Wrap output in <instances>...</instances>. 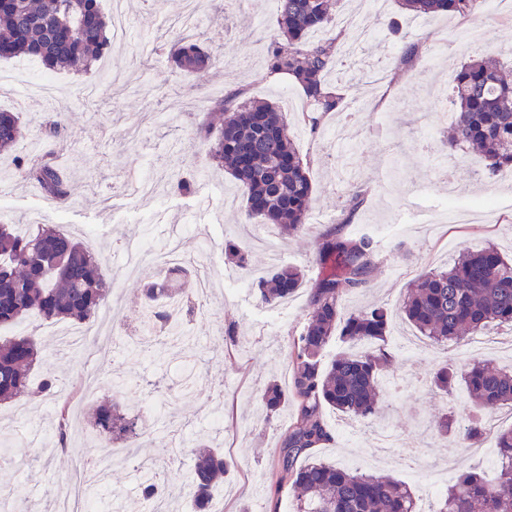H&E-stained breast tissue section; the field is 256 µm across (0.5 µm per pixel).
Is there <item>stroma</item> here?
<instances>
[{
    "label": "stroma",
    "mask_w": 512,
    "mask_h": 512,
    "mask_svg": "<svg viewBox=\"0 0 512 512\" xmlns=\"http://www.w3.org/2000/svg\"><path fill=\"white\" fill-rule=\"evenodd\" d=\"M128 32L113 42L109 53L92 71L46 73L28 58L0 59V109L20 113L25 137L15 150L0 156V218L17 224H57L65 232L102 253L112 271L108 319L127 335H135L142 307L143 277L126 275L125 244L144 234L150 240L169 239L170 228H193L183 237L182 250L193 255L200 238L214 243V263L204 274L212 280L214 321L193 320L189 328L203 355L201 380L194 393L167 390L152 393L156 380L170 381L175 363H159L135 346L120 351L106 347L104 336H87L79 350H61L56 336L65 322L46 323L41 341L39 371L62 377L66 386L81 383L88 373L98 376L95 391L77 395L80 410L112 397L115 380L127 384L121 401L149 412L165 401L168 412L185 425L186 445L172 454L170 431L148 427L137 447L152 459L172 494L174 512H188V480L194 450L203 442L218 445L232 468L218 494L224 512H274L292 507L289 488L274 489L271 473L284 432L291 420L290 406L267 414L259 398L267 383L288 386V344L305 321L308 292L299 290L290 308L261 303L251 288L238 287L243 269L225 262L224 243L245 247L251 266L269 265L258 243L256 224L242 223L246 198L232 177L217 166L194 138L201 124L212 121L228 95L238 102L267 101L279 105L301 156L310 162L314 186L309 234L277 240L281 262L301 267L315 278V231L340 226L343 234H367L383 257L369 287L347 296L354 310L379 301L394 314L388 345L395 360L388 367L390 386L382 391L381 414L355 420L335 411L326 419L334 440L316 454L344 468L393 477L416 493L427 491L432 470H444L449 480L473 466H482L480 449L460 445L438 434L444 413L465 420V398L448 401L430 385L433 372L446 364L466 366L465 342L436 344L397 316L396 309L410 283V273L451 263L460 251H476L494 244L512 251V184L489 177L483 162L471 158L469 169L457 170L462 193L446 199L441 174L431 164L440 152L448 161L464 152L439 134L426 138L428 128L442 129L444 105L431 90L448 81L468 55L498 57L512 65V0H479L465 20L453 15L416 17L398 0H387L382 14L368 12L362 0H338L336 21L327 34L341 30V20L356 17L372 32L363 42L346 38L347 54L338 66L335 85L346 98L361 95L371 102L370 115L348 109L323 117L318 128L301 121L304 99L285 76L267 68V46L277 34L275 0H200L204 22L202 42L216 65L188 92L187 81L173 74L163 52L149 55L144 39H174L182 0H125ZM482 31L481 46L456 45L462 28ZM432 46L446 43L437 58L423 54L409 63L399 60L403 40ZM168 109L169 124L156 122L153 110ZM68 113L66 133L55 147L45 144V124L53 112ZM141 121L143 135L128 139L124 131ZM347 124L357 149L350 158L351 174L341 178L336 146L328 130ZM177 153L184 175L194 186L184 193L170 186L167 169L154 177L158 191L142 197L128 190L146 164L159 154ZM46 157L68 177L64 203L48 198L39 185L19 177L17 164L26 158ZM365 194L357 210L348 201L354 188ZM407 276L395 275V267ZM387 426L400 436V445L380 449L374 431ZM22 437L25 446L10 448L0 457V478L14 480L22 493L14 512H44L52 499L72 483L78 456L100 450V439L87 424L79 428L73 451L55 450L54 404L22 398L0 408V437ZM103 500H122L127 512H138V477L124 462H115Z\"/></svg>",
    "instance_id": "1"
}]
</instances>
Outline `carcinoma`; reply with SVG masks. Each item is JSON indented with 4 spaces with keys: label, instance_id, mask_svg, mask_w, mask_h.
<instances>
[{
    "label": "carcinoma",
    "instance_id": "cac0c4a2",
    "mask_svg": "<svg viewBox=\"0 0 512 512\" xmlns=\"http://www.w3.org/2000/svg\"><path fill=\"white\" fill-rule=\"evenodd\" d=\"M416 16L445 12L468 18L476 0H399ZM336 0H278L279 34L270 39L267 67L291 79L313 111H337L343 95L332 91L325 76L339 56L340 36L312 38L334 21ZM112 19L101 11L99 0H7L0 4V58L27 57L49 70L82 66L89 70L106 53L107 28ZM174 71L193 80L215 66L196 35H177L166 48ZM453 110L448 117V141L473 147L485 161L488 174L512 170V78L499 61L474 57L451 76ZM220 127L204 126L195 139L208 155L228 168L246 192L245 217L261 219L282 233L298 235L311 229L309 214L313 183L310 163L303 161L290 137L284 112L273 103H236ZM67 118L50 116L48 137L61 138ZM23 136L17 112L0 111V153L10 152ZM21 177L40 186L56 202L68 191L50 164L31 159L20 162ZM321 271L308 293L311 314L289 344L291 386L268 385L261 396L268 413L291 404L293 418L278 452L275 488L289 484L295 512H416L414 492L404 483L373 473L337 467L312 456V450L333 441L323 416L329 407L346 415L368 419L379 413V386L384 368L395 354L387 348L392 312L374 303L346 312L343 300L366 288L380 263L373 240L366 235L343 236L336 228L318 234ZM227 260L241 269L249 255L238 244L224 243ZM194 269L174 265L157 272L142 289V330L150 334L152 356L165 362L170 349H192L191 333L183 322L194 315L184 306L175 314L171 303L180 297L173 277ZM305 274L288 264L270 267L252 283L259 299L275 307L303 287ZM112 291V273L81 241L56 227H28L0 221V332L11 330L32 314L47 321H69L90 327ZM399 314L421 335L437 343L473 336L490 325L512 328V258L498 247L464 252L450 267L419 273L398 308ZM338 337L352 351L331 362L322 353ZM34 336L0 335V404L19 396L54 401L55 432L63 441L70 428V406L59 401L60 379L46 376L33 383L40 360ZM462 382L472 405L467 422L457 426L454 415L441 418L443 434L477 446L485 435L479 414L503 405L512 406V371L489 368L474 360L462 372L447 364L432 377V385L450 394ZM89 424L109 441L137 445L144 434L141 415L126 411L115 399L89 408ZM499 474L485 480L477 467L463 471L439 499L434 512H512V428L495 436ZM230 466L217 448L201 444L195 450L191 475L193 512H211L212 491L224 483ZM164 492L156 475L140 480V497L151 501Z\"/></svg>",
    "mask_w": 512,
    "mask_h": 512
}]
</instances>
